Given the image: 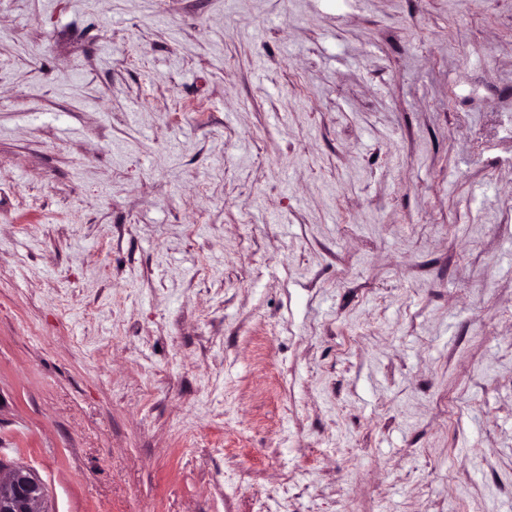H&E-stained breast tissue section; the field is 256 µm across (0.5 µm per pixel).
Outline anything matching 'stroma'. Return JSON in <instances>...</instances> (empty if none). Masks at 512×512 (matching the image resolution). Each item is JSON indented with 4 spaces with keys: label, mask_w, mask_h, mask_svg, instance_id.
Segmentation results:
<instances>
[{
    "label": "stroma",
    "mask_w": 512,
    "mask_h": 512,
    "mask_svg": "<svg viewBox=\"0 0 512 512\" xmlns=\"http://www.w3.org/2000/svg\"><path fill=\"white\" fill-rule=\"evenodd\" d=\"M0 461L512 512V0H0Z\"/></svg>",
    "instance_id": "35a3bbf8"
}]
</instances>
